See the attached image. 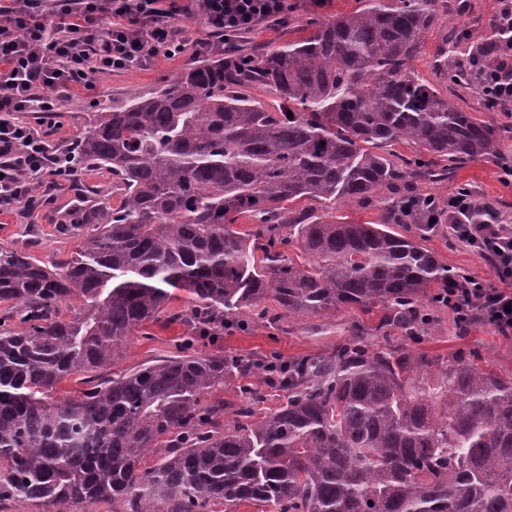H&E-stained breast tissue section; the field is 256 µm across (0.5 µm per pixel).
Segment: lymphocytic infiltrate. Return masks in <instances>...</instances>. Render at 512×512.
Wrapping results in <instances>:
<instances>
[{
  "instance_id": "1",
  "label": "lymphocytic infiltrate",
  "mask_w": 512,
  "mask_h": 512,
  "mask_svg": "<svg viewBox=\"0 0 512 512\" xmlns=\"http://www.w3.org/2000/svg\"><path fill=\"white\" fill-rule=\"evenodd\" d=\"M289 0H0V211L35 210L38 187L75 177L70 154L44 128L75 87L95 88L102 75L176 55L185 48L179 22L201 20L225 50L261 22L287 18ZM495 111L512 104V39L495 48L478 77ZM37 121H29V114ZM452 235L493 262L499 286L472 277L448 290L459 320L480 312L512 332V230L489 216L451 225Z\"/></svg>"
}]
</instances>
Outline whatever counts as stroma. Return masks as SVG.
<instances>
[{
    "label": "stroma",
    "instance_id": "1",
    "mask_svg": "<svg viewBox=\"0 0 512 512\" xmlns=\"http://www.w3.org/2000/svg\"><path fill=\"white\" fill-rule=\"evenodd\" d=\"M498 0H449L447 13L426 33L421 55L414 62L417 74L440 91H452L458 102L474 116L495 125H512V114L488 112L481 96L472 89H449L447 80L429 65L431 57L453 28L466 30L471 39H479L484 30L495 21ZM196 48L189 47L175 56H158L145 67L114 75L103 76L96 89L75 88L70 100L60 108L55 117L56 128L51 136L54 144L66 149L72 146L87 128L90 113L114 103L154 90L173 79L183 69L200 58ZM512 166V139L500 146L494 160L473 161L457 168L448 181L437 186L436 195L445 199L469 187L481 199L495 204L500 212L501 223L512 226V179L503 173L504 165ZM115 187L109 174L99 171H80L78 178L61 180L49 187L40 188L41 205L35 211L16 209L0 212V246L24 251L45 263H63L77 251L79 240L59 233L58 227L73 221L77 200L92 206L101 202L118 205ZM296 208L314 210L318 217L331 221L341 216L356 224L375 220L374 203L342 200L327 205L312 199L296 201ZM424 245L448 266L452 275H467L486 285H497L491 261L460 244L450 233L447 225H439L427 237ZM378 319L359 310L349 308L337 311L333 316H306L283 319L275 325L261 320L241 328L225 327L219 342L198 339L192 351L207 354L215 348H223L228 356H260L277 352L289 360L304 356L327 353L336 344L349 338L355 326L375 328ZM186 332L180 323H147L142 334L131 337L126 349L117 358L114 372L120 373L141 364L165 357L180 355L181 342ZM420 350L432 356L448 355L460 350L478 356L480 362L503 376L512 375V334L503 335L493 326L476 321L466 331H459L449 308L433 310L431 331L419 344Z\"/></svg>",
    "mask_w": 512,
    "mask_h": 512
}]
</instances>
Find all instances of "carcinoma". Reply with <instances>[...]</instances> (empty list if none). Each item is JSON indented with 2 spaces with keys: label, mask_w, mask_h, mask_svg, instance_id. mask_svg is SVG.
I'll list each match as a JSON object with an SVG mask.
<instances>
[{
  "label": "carcinoma",
  "mask_w": 512,
  "mask_h": 512,
  "mask_svg": "<svg viewBox=\"0 0 512 512\" xmlns=\"http://www.w3.org/2000/svg\"><path fill=\"white\" fill-rule=\"evenodd\" d=\"M446 0H363L307 21L310 35L239 55L218 48L173 80L94 113L74 149L120 185L62 227L83 240L63 265L0 246V504L29 512H512V376L463 352L416 350L448 306V266L420 244L435 225L418 182L499 154L512 127L461 109L415 72ZM508 36L452 33L433 70L475 87ZM270 87L288 112L248 91ZM404 143L411 158L378 149ZM377 198L374 222H322L298 199ZM252 227L239 231L238 220ZM394 224H411L403 235ZM308 262L298 265L283 248ZM262 255H257V252ZM188 306L169 313L174 291ZM279 312L268 315L267 299ZM82 304L65 313L62 306ZM379 313L324 355L255 361L218 350L122 373L115 353L146 323L180 322L184 345L260 318ZM286 393L254 418L261 388L239 387L240 419L209 396L250 374ZM84 374L78 398L57 385Z\"/></svg>",
  "instance_id": "1"
}]
</instances>
